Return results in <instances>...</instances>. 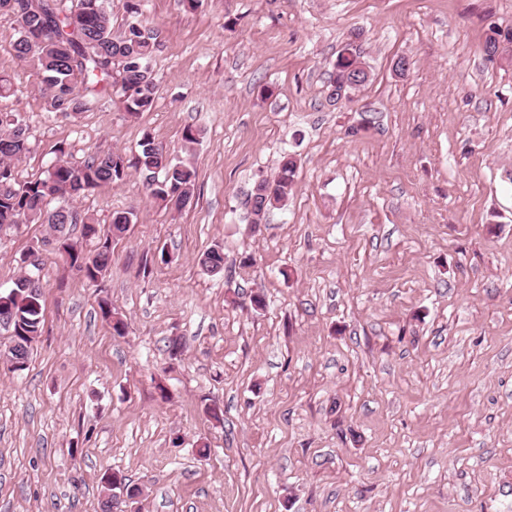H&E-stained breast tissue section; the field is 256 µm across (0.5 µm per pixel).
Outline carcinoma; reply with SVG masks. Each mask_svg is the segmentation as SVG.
I'll return each mask as SVG.
<instances>
[{"mask_svg":"<svg viewBox=\"0 0 512 512\" xmlns=\"http://www.w3.org/2000/svg\"><path fill=\"white\" fill-rule=\"evenodd\" d=\"M77 9L78 21L74 22L60 9L45 4L41 14H19L15 17L0 12V19L7 21L17 34L14 50L17 58L36 70L50 90L49 108L52 112L85 111L98 93L100 83L112 78L121 79V91L125 109L132 115L151 109L157 85L153 73L145 67L152 62L156 44L149 27L141 19V0H125L129 16L125 27L119 31L112 26L107 0H74L66 10ZM500 43L512 45V28H489L482 45L485 57ZM353 61L344 55L336 60L333 80L328 97L343 89V80L353 75ZM23 119L11 112L0 113V156L22 150V145L11 138L12 131ZM134 167L151 177L146 193L159 207L168 210L184 206L191 200L196 187V170L164 154L155 146L153 137L144 134L139 149L131 157L116 153H93L83 165L75 167L60 158L38 177L20 182L8 164L0 162V181L13 184L14 191L0 194V227L4 225L34 223L42 216L55 211L52 202L79 197L91 189L106 183L124 180ZM298 163L296 157L286 154L279 165L277 178L262 181L250 193L251 214L286 205L295 181ZM163 177H157V173ZM133 213L117 212L105 233L94 219L87 215L81 221L83 236L99 240L96 251L85 253L76 244H63L60 257L88 282L96 283L105 275L112 262L111 240L125 235ZM199 264L206 272L216 275L224 271V250L220 246L207 249L201 254ZM6 299L4 311L10 320L0 322L7 327L10 338L20 337L27 341L21 350L22 364L17 370L26 369L32 343L41 335L43 328L42 286L12 288L0 296ZM108 491L100 503L101 512H122L123 491L138 492V488L126 482L112 484L104 481Z\"/></svg>","mask_w":512,"mask_h":512,"instance_id":"obj_1","label":"carcinoma"}]
</instances>
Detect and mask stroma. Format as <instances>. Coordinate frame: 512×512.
Masks as SVG:
<instances>
[{
  "mask_svg": "<svg viewBox=\"0 0 512 512\" xmlns=\"http://www.w3.org/2000/svg\"><path fill=\"white\" fill-rule=\"evenodd\" d=\"M142 11L158 92L133 116L110 89L49 111L0 21L6 105L27 124L18 180L146 133L197 174L179 211L135 171L71 200L104 229L134 219L97 283L41 255L43 332L25 371L0 361V512H100L108 470L142 490L125 512H512V64L481 52L512 0ZM348 46L371 78L336 104ZM286 151L288 204L250 224ZM49 233L0 229L1 293ZM217 244L211 275L199 258ZM354 61L349 60L347 57H345L342 53L338 56L336 60L335 65V73L333 80L331 81L330 85L328 86V97L329 99L333 100H339L341 99L343 95V80L344 78H347L348 80L353 75V72L350 71L351 66L353 65ZM342 90V91H340ZM336 91H340L339 96L333 97V94H336Z\"/></svg>",
  "mask_w": 512,
  "mask_h": 512,
  "instance_id": "1",
  "label": "stroma"
}]
</instances>
